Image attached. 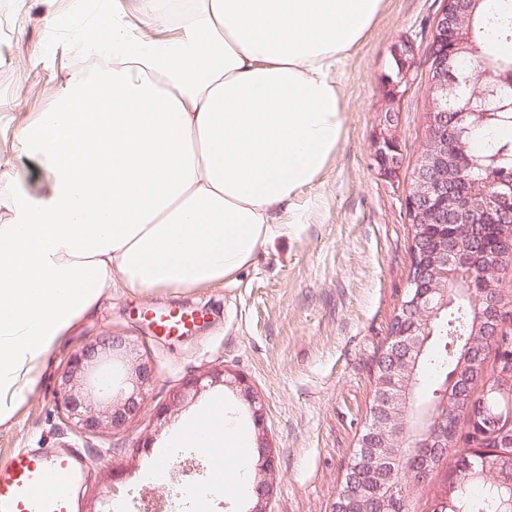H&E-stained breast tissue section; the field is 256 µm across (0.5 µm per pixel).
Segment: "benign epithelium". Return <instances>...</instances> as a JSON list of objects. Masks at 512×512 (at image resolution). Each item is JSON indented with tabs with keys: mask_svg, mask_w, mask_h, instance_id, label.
<instances>
[{
	"mask_svg": "<svg viewBox=\"0 0 512 512\" xmlns=\"http://www.w3.org/2000/svg\"><path fill=\"white\" fill-rule=\"evenodd\" d=\"M483 0H445L433 23V39L426 67L429 103L430 153L415 168L406 196V209L427 219L412 227V264L407 293L390 328L389 342L379 357L373 402L368 423L360 436L358 465L351 468L336 497L332 512H403L413 487L423 483L433 457L444 456L456 439L459 417L449 402L465 403L471 428L496 437V447L512 448V387L494 383L488 372L485 351L501 346L512 373V335L506 329L512 316L505 314L500 287H490L475 269L492 271L512 261V147L493 154L467 151L473 130L512 112V66L490 64L482 71L458 70L470 41L459 30L460 15L474 16ZM398 62L399 82L387 85L379 109L374 157L381 175L394 178L401 164L394 136L396 104L404 94L415 68L416 47L401 38L391 47ZM465 291L475 298L473 336L448 381L437 392L441 399L430 411L429 421L416 428L409 420L416 391L419 357L432 336V322L455 304L454 295ZM154 376V366L128 337L104 331L68 359L57 379V410L76 431L96 435L119 431L142 411L144 389ZM207 386L237 389L253 409L255 422L262 420V404L244 379L222 366L213 367L185 382L172 395L173 408L194 399ZM484 382V396L497 394L499 411L486 400L473 402L472 386ZM397 438L411 448L408 483L391 486L376 507L361 493L367 481L384 479L392 455L386 443ZM503 467L494 484L497 512H512V454L490 461L480 442L471 444L455 465L477 477L482 470ZM272 486H254L256 502L251 512H267Z\"/></svg>",
	"mask_w": 512,
	"mask_h": 512,
	"instance_id": "obj_1",
	"label": "benign epithelium"
}]
</instances>
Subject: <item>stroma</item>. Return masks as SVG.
I'll return each mask as SVG.
<instances>
[{"label":"stroma","instance_id":"35a3bbf8","mask_svg":"<svg viewBox=\"0 0 512 512\" xmlns=\"http://www.w3.org/2000/svg\"><path fill=\"white\" fill-rule=\"evenodd\" d=\"M98 0H0V162L24 171L23 189L48 188L42 160L25 152L17 130L52 106L59 84L81 63L79 14ZM444 0H384L340 70L344 133L320 180L291 209L293 232L269 239L251 265L224 286L133 295L113 290L54 348L35 391L0 425V465L23 448L82 450L87 474L75 486L76 512L140 506L150 459L173 425L207 399H224L251 439L252 480L273 485L268 512H330L369 416L378 360L408 288L412 229L405 195L426 136L425 61ZM417 47L418 65L399 102L396 141L402 167L380 176L373 138L382 75L399 38ZM171 306L203 313L182 336L152 331L148 313ZM106 330L137 340L155 367L141 414L118 433L82 435L56 408L57 377L72 353ZM222 366L247 381L263 405L255 424L244 398L217 386L177 411L168 404L185 381ZM460 422L447 460L418 485L412 512H434L448 473L468 446ZM272 472L260 470L261 446Z\"/></svg>","mask_w":512,"mask_h":512}]
</instances>
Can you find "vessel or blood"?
<instances>
[{
	"label": "vessel or blood",
	"instance_id": "obj_1",
	"mask_svg": "<svg viewBox=\"0 0 512 512\" xmlns=\"http://www.w3.org/2000/svg\"><path fill=\"white\" fill-rule=\"evenodd\" d=\"M193 316L171 310L154 316L160 331L176 335ZM81 449L19 450L0 466V512H74L73 488L84 476Z\"/></svg>",
	"mask_w": 512,
	"mask_h": 512
}]
</instances>
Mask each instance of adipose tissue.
<instances>
[{
	"label": "adipose tissue",
	"instance_id": "1",
	"mask_svg": "<svg viewBox=\"0 0 512 512\" xmlns=\"http://www.w3.org/2000/svg\"><path fill=\"white\" fill-rule=\"evenodd\" d=\"M140 27L102 10L79 32L97 67L71 72L22 127L49 190H18L0 224V424L48 354L112 289L152 294L223 285L319 180L343 134L334 71L382 0H194L176 38L166 0ZM108 38H100V30ZM211 399L174 426L171 448L222 459L250 437Z\"/></svg>",
	"mask_w": 512,
	"mask_h": 512
}]
</instances>
